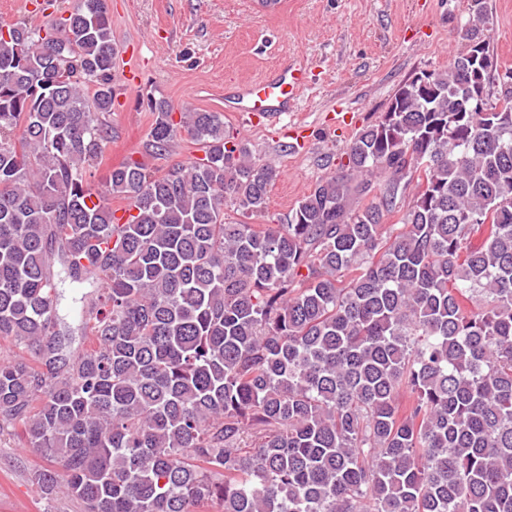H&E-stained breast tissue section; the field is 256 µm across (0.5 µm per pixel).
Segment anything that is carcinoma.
I'll use <instances>...</instances> for the list:
<instances>
[{"instance_id": "cac0c4a2", "label": "carcinoma", "mask_w": 512, "mask_h": 512, "mask_svg": "<svg viewBox=\"0 0 512 512\" xmlns=\"http://www.w3.org/2000/svg\"><path fill=\"white\" fill-rule=\"evenodd\" d=\"M487 23L472 0L465 50L425 90L401 85V110L360 131L287 223L247 224L225 206L263 214L276 167L220 113L163 96L146 148L169 154L185 132L203 156L161 175L131 158L92 188L114 103L106 0L61 18L54 56L0 22V430L56 464L31 475L44 497L512 512V96L491 92ZM57 264L92 288L77 352L55 331Z\"/></svg>"}]
</instances>
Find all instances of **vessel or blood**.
<instances>
[{
    "label": "vessel or blood",
    "instance_id": "b4317fda",
    "mask_svg": "<svg viewBox=\"0 0 512 512\" xmlns=\"http://www.w3.org/2000/svg\"><path fill=\"white\" fill-rule=\"evenodd\" d=\"M310 70L304 55H296L293 63L283 64L259 80L236 87L230 98L232 109L269 119L294 111L298 96L308 83Z\"/></svg>",
    "mask_w": 512,
    "mask_h": 512
}]
</instances>
